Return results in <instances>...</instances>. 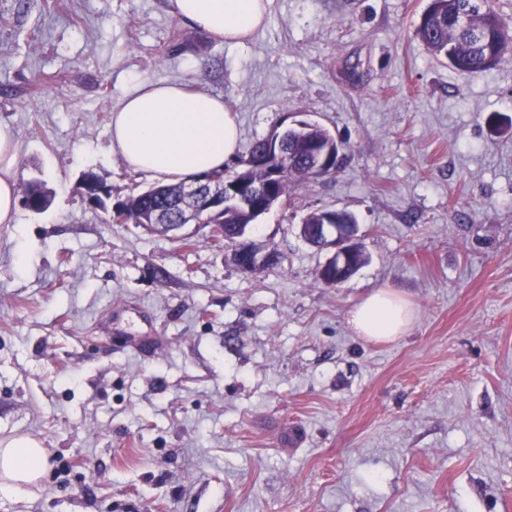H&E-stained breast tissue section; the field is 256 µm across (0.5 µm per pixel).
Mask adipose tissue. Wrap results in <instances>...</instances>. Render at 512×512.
I'll use <instances>...</instances> for the list:
<instances>
[{
  "instance_id": "obj_1",
  "label": "adipose tissue",
  "mask_w": 512,
  "mask_h": 512,
  "mask_svg": "<svg viewBox=\"0 0 512 512\" xmlns=\"http://www.w3.org/2000/svg\"><path fill=\"white\" fill-rule=\"evenodd\" d=\"M271 0H167L170 14L229 46L242 45L266 22ZM112 151L147 179L191 181L223 168L239 141L236 112L222 98L182 83H140L113 109ZM18 145L0 128V224L18 221L15 173ZM413 310L394 290L372 292L349 313L354 332L368 340L403 336ZM46 457L32 439L0 447V493L20 494L41 479Z\"/></svg>"
}]
</instances>
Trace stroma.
Returning <instances> with one entry per match:
<instances>
[{"label": "stroma", "instance_id": "35a3bbf8", "mask_svg": "<svg viewBox=\"0 0 512 512\" xmlns=\"http://www.w3.org/2000/svg\"><path fill=\"white\" fill-rule=\"evenodd\" d=\"M429 3L272 0L230 47L166 0H0V126L53 196L0 224V441L47 453L0 512H512V54L460 75L415 35ZM141 81L223 96L244 153L305 118L346 142L248 226L279 264L89 205V171L116 202L151 185L110 140ZM314 209L357 218L367 260L335 288L299 236ZM380 288L417 312L390 342L348 322ZM245 247L236 249L234 253L235 263L246 271L274 265L280 261V256L274 251H263L253 243L245 242Z\"/></svg>", "mask_w": 512, "mask_h": 512}]
</instances>
